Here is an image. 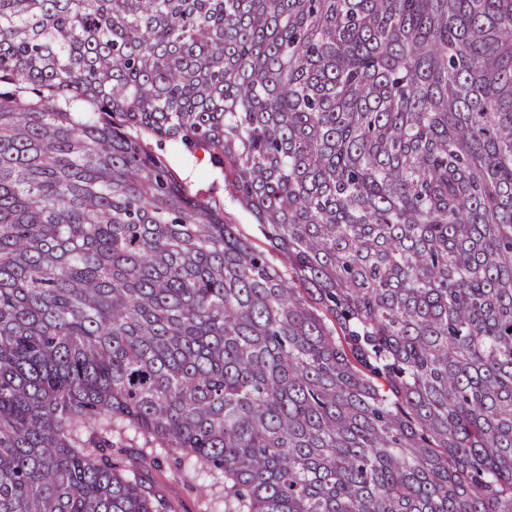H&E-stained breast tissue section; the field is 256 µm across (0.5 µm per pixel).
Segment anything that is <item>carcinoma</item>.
<instances>
[{"label": "carcinoma", "mask_w": 512, "mask_h": 512, "mask_svg": "<svg viewBox=\"0 0 512 512\" xmlns=\"http://www.w3.org/2000/svg\"><path fill=\"white\" fill-rule=\"evenodd\" d=\"M196 468L512 512V0H0V512H189ZM154 150L163 155L179 177L192 192H200L215 197L224 204V217L230 224H237L240 233L253 244L264 246L256 230L252 216L224 192V179L207 154L186 148L180 142L167 141L161 146L151 141ZM192 170L189 173V170Z\"/></svg>", "instance_id": "1"}]
</instances>
